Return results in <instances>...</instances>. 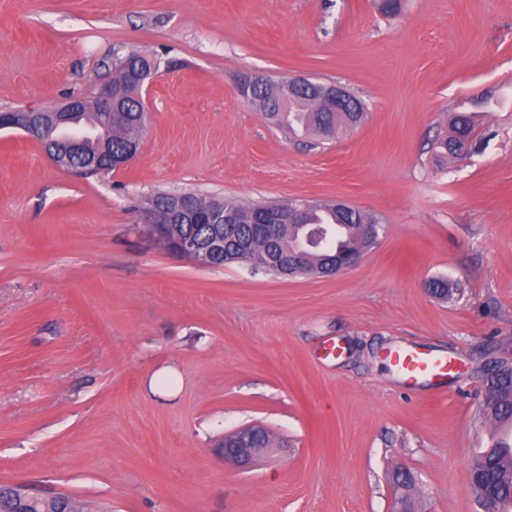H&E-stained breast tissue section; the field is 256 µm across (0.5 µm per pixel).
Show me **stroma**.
<instances>
[{
    "label": "stroma",
    "instance_id": "1",
    "mask_svg": "<svg viewBox=\"0 0 512 512\" xmlns=\"http://www.w3.org/2000/svg\"><path fill=\"white\" fill-rule=\"evenodd\" d=\"M119 47L160 61L129 166L79 176L0 130V485L105 512H482L481 369L512 360V102L466 159L431 142L453 101L512 85V0H0V112L94 96ZM250 71L338 83L367 117L309 149L236 93ZM163 192L341 201L382 228L334 277L201 269L142 232ZM400 346L454 370L407 389ZM254 424L273 448L225 464Z\"/></svg>",
    "mask_w": 512,
    "mask_h": 512
}]
</instances>
